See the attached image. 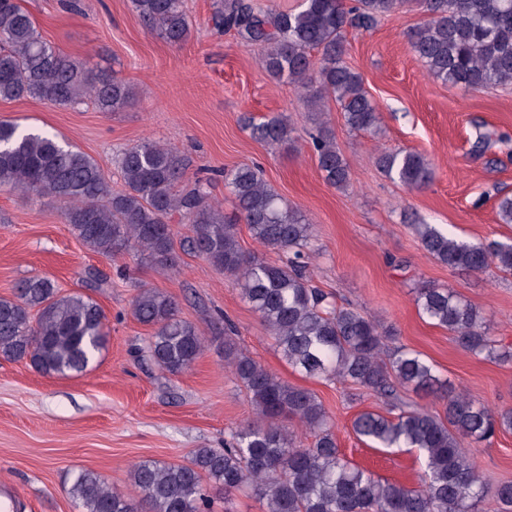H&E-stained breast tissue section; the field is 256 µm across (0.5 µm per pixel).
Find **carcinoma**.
Segmentation results:
<instances>
[{
  "label": "carcinoma",
  "instance_id": "obj_1",
  "mask_svg": "<svg viewBox=\"0 0 512 512\" xmlns=\"http://www.w3.org/2000/svg\"><path fill=\"white\" fill-rule=\"evenodd\" d=\"M407 0H303L297 11L257 10L231 0L215 15V26L234 30L258 49V62L276 81H286L314 112L322 111L320 83L340 105L346 125L377 127L375 104L345 62L346 31L393 13ZM430 20L408 40L426 70L445 85L482 89L512 84V0H420ZM143 27L171 44L190 37L183 0H132ZM320 53L314 61L311 52ZM32 97L76 107L89 99L102 112H119L134 88L114 74L92 71L40 34L16 0H0V100ZM252 135L268 144L291 140L288 118H248ZM318 167L330 186H349L348 164L333 134L312 137ZM125 189L114 193L98 163L80 149L41 130L0 121V189L50 197L64 205L72 233L105 256L130 251L148 255L163 274L174 272L171 221L191 225L190 247L239 286L259 315L282 358L313 379L342 380L377 396L387 414H359L355 434L373 448H416L423 453L419 486L383 479L346 460L334 423L316 395L270 372L226 336L224 362L242 383L255 419L230 431L222 448H196L186 464L153 460L131 466L135 501L100 474L80 469L68 494L80 512H209L204 481L224 498L248 490L266 501V512H483L491 500L512 512V481H485L470 445L512 430V409L495 411L457 392L421 353L395 344V331L356 308L339 306L313 285L308 272L313 225L286 204L257 166L224 172V188L236 215L224 216L201 180L187 182L189 161L170 145L146 140L117 153ZM377 165L391 180L419 189L433 178L427 159L412 151L385 153ZM247 224L265 247L287 251L286 264L243 251L237 221ZM423 250L453 270L512 273V240L468 242L434 224H416ZM419 312L447 329L463 350L500 362L512 361L487 336L479 311L457 293L434 284L416 289ZM137 321L152 327L146 352L161 369L181 373L205 349V337L178 315L174 299L140 288L131 302ZM105 315L90 296L63 294L45 277L21 280L13 296L0 297V357L27 360L45 375H80L106 348ZM433 395L438 415L405 400L403 391ZM312 441L303 443L290 424Z\"/></svg>",
  "mask_w": 512,
  "mask_h": 512
}]
</instances>
